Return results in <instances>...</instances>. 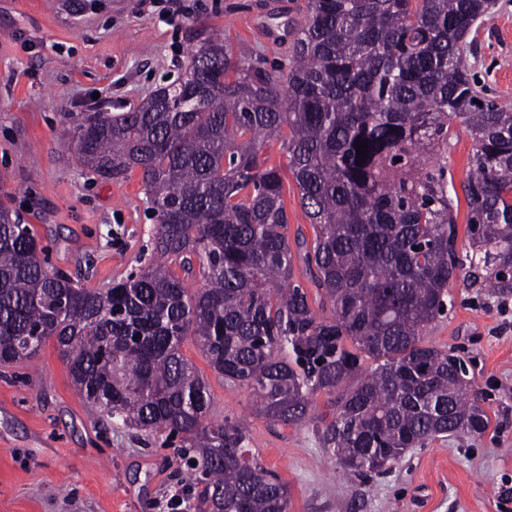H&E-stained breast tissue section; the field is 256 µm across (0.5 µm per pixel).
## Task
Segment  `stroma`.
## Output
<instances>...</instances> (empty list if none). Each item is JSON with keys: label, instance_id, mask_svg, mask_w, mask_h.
<instances>
[{"label": "stroma", "instance_id": "stroma-1", "mask_svg": "<svg viewBox=\"0 0 512 512\" xmlns=\"http://www.w3.org/2000/svg\"><path fill=\"white\" fill-rule=\"evenodd\" d=\"M469 35L471 75L512 105V0ZM168 20L165 0H0V202L19 211L42 256L81 288H107L152 256L154 219L140 173L115 182L82 165L64 140V113L126 112L184 72L218 34L232 54L286 62L306 0H186ZM473 141L448 128L449 192L458 253L468 248L464 185ZM428 343L461 355L490 417L477 437H439L380 474L331 461L316 420L337 394L314 396L311 418L273 427L251 412L247 389L225 384L193 340L183 354L208 381L210 417L243 419L249 446L288 485V512H512V297L469 279ZM187 468L174 443L104 420L76 390L55 340L0 365V512H189Z\"/></svg>", "mask_w": 512, "mask_h": 512}]
</instances>
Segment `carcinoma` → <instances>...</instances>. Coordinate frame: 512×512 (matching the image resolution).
I'll use <instances>...</instances> for the list:
<instances>
[{
    "label": "carcinoma",
    "instance_id": "1",
    "mask_svg": "<svg viewBox=\"0 0 512 512\" xmlns=\"http://www.w3.org/2000/svg\"><path fill=\"white\" fill-rule=\"evenodd\" d=\"M491 7L306 0L286 67L236 59L210 37L184 78L138 108L68 113V145L90 171L114 181L140 171L156 259L109 288H78L48 269L29 225L1 203L0 363L55 338L75 388L102 414L180 438L202 486L194 512H287L288 486L248 448L246 421H207L209 385L181 351L189 336L272 426L302 423L315 394L343 389L372 361L319 419L323 448L350 472H380L442 436L483 434L490 417L464 360L423 336L465 270L512 296V107L471 81L467 51ZM452 120L474 141L462 256L448 193ZM358 139L368 144L360 166ZM276 140L315 233L297 252L282 170L261 158ZM296 258L314 298L293 280Z\"/></svg>",
    "mask_w": 512,
    "mask_h": 512
}]
</instances>
